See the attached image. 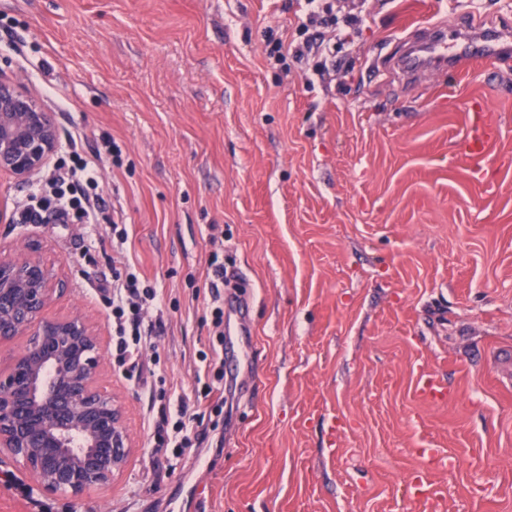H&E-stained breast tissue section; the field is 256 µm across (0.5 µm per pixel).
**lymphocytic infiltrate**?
<instances>
[{
    "label": "lymphocytic infiltrate",
    "instance_id": "obj_1",
    "mask_svg": "<svg viewBox=\"0 0 512 512\" xmlns=\"http://www.w3.org/2000/svg\"><path fill=\"white\" fill-rule=\"evenodd\" d=\"M309 22L320 21L332 29L331 39L321 35L308 36L295 46L282 40L269 39L268 55L276 61L286 56L302 60L335 52L337 44L346 42L349 28L359 26L360 14H346L343 20L329 16L322 0H304ZM57 166L44 180L32 184L24 206L26 217L35 218L48 213L70 224H94L98 221L99 181L97 179L100 151L85 153L81 138L66 137L57 149ZM128 240L126 227L112 229V284L105 288V300L112 312L116 333L115 362L125 375L142 372L144 355L157 351L160 322L146 320L148 309L159 307L156 288L142 284L138 274L128 263L124 246ZM159 400L160 419L152 435L154 455H166L168 449H184L202 445L209 433L203 424L204 414L189 397H174L166 389L153 391Z\"/></svg>",
    "mask_w": 512,
    "mask_h": 512
}]
</instances>
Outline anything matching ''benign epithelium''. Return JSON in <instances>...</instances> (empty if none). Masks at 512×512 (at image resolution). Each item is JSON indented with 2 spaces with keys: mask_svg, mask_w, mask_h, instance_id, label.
Returning a JSON list of instances; mask_svg holds the SVG:
<instances>
[{
  "mask_svg": "<svg viewBox=\"0 0 512 512\" xmlns=\"http://www.w3.org/2000/svg\"><path fill=\"white\" fill-rule=\"evenodd\" d=\"M56 138L37 96L0 78V171L28 177ZM41 252L0 249V343L27 338L0 369V455L21 461L40 491L77 499L123 470L132 443L121 404L97 385L100 337L79 316L46 314L64 282Z\"/></svg>",
  "mask_w": 512,
  "mask_h": 512,
  "instance_id": "1",
  "label": "benign epithelium"
}]
</instances>
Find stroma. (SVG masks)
<instances>
[{
  "instance_id": "obj_1",
  "label": "stroma",
  "mask_w": 512,
  "mask_h": 512,
  "mask_svg": "<svg viewBox=\"0 0 512 512\" xmlns=\"http://www.w3.org/2000/svg\"><path fill=\"white\" fill-rule=\"evenodd\" d=\"M364 24L324 75L278 63L296 44L282 0H0V73L33 91L59 137L110 136L98 228L15 221L29 180L0 174V241L37 242L65 282L52 316L103 336L98 385L133 449L110 486L52 512H512V54L414 82L392 60L408 24L474 13L512 28V0H361ZM486 159L456 144L478 105ZM163 296L157 377L194 395L216 339L212 256L251 295L252 353L224 373L201 447L152 455L149 384L116 368L114 216ZM430 376L438 393L421 400ZM437 448L447 469H427ZM430 485L415 499L412 482Z\"/></svg>"
}]
</instances>
